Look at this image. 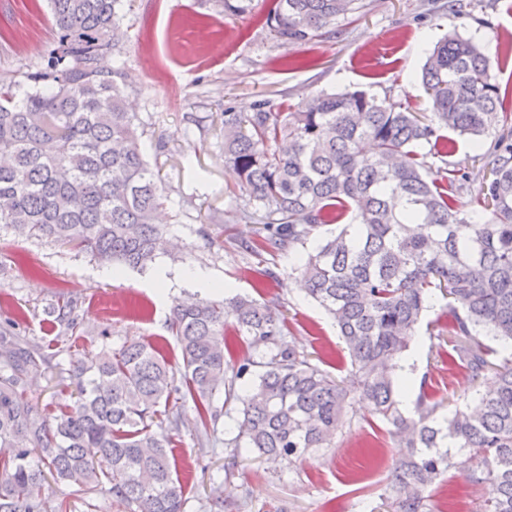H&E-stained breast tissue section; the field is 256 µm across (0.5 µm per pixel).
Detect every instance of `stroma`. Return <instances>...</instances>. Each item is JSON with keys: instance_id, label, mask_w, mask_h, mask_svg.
<instances>
[{"instance_id": "35a3bbf8", "label": "stroma", "mask_w": 512, "mask_h": 512, "mask_svg": "<svg viewBox=\"0 0 512 512\" xmlns=\"http://www.w3.org/2000/svg\"><path fill=\"white\" fill-rule=\"evenodd\" d=\"M467 14L454 18L448 0H362L359 12L338 24L336 37L278 46L256 22L271 0H253V18L215 14L211 0H130L126 35L103 66L124 68L129 103L142 130L149 164L168 197L160 215L175 243L143 270L103 277L90 255L0 229V328L48 345L68 367L69 344L97 352L128 339L156 345L174 364L182 356L168 322L175 300L246 294L280 305L289 340L312 363L336 378L351 366L329 315L300 288L284 257L245 249L255 226L239 217L242 193L224 164L222 112L251 111L255 101L295 104L320 91L364 90L429 112L421 84L429 50L458 24L498 63L501 87L512 86V0H466ZM47 0H0V82H24L40 68L54 44ZM207 273L209 286L186 278ZM76 302L78 326L68 330L49 317L60 296ZM412 375L408 392L428 384L451 404L474 403L477 386L462 368L435 362L426 332H419L402 363ZM364 403L339 428L332 447L290 468L264 462L249 449L231 454L225 441L236 434L235 417L221 416L207 449L197 445L193 411L170 453L173 471L186 487L185 512H385L381 496L388 469L370 471V494L360 498L353 474L370 470L376 446L388 460L399 449L372 427ZM225 502L217 510L215 501ZM481 498L461 476L432 491L436 512H477Z\"/></svg>"}]
</instances>
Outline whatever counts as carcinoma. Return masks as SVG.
<instances>
[{
	"label": "carcinoma",
	"instance_id": "obj_1",
	"mask_svg": "<svg viewBox=\"0 0 512 512\" xmlns=\"http://www.w3.org/2000/svg\"><path fill=\"white\" fill-rule=\"evenodd\" d=\"M360 2L274 0L259 23L280 45H302L336 35ZM49 6L56 41L46 65L22 88L0 86V224L86 252L118 277L169 245L155 223L167 196L126 106L128 75L98 65L124 36V0ZM214 6L243 17L252 0ZM495 69L453 25L422 70L430 119L358 90L287 106L260 99L249 113L224 108V164L243 187L240 218L256 224L248 249L281 256L351 215L291 264L346 344L349 379L287 341L273 305L240 294L173 306L181 373L134 339L59 369L38 344L0 331V448L10 449L0 455V512H75L78 501L102 512L100 495L113 512H184L168 448L187 404L205 431L236 411L227 447L291 467L330 447L356 395L404 449L385 489L390 512H433L430 490L452 472L482 492L479 512H512V114L502 111ZM444 130L476 149L497 136L478 167L449 160ZM437 290L448 304L430 324L433 360L446 343L448 365L474 381L491 370L496 381L476 407L452 411L422 386L408 416L397 372ZM75 307L64 297L52 313L73 329ZM230 326L254 357L227 358ZM43 368L77 384V399L55 414L28 397L30 374ZM49 476L70 491L49 497Z\"/></svg>",
	"mask_w": 512,
	"mask_h": 512
}]
</instances>
